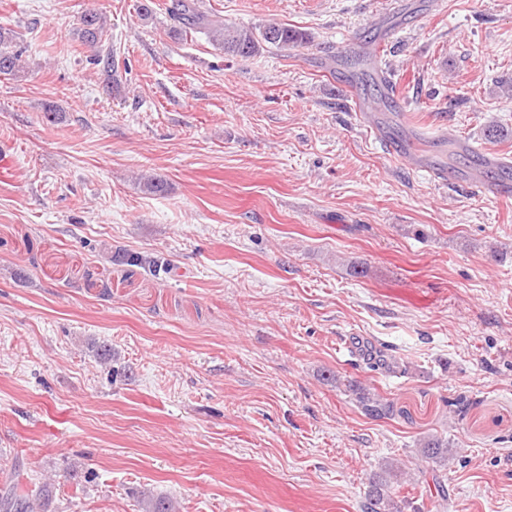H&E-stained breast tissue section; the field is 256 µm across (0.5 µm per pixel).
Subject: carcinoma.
I'll list each match as a JSON object with an SVG mask.
<instances>
[{
    "instance_id": "1",
    "label": "carcinoma",
    "mask_w": 512,
    "mask_h": 512,
    "mask_svg": "<svg viewBox=\"0 0 512 512\" xmlns=\"http://www.w3.org/2000/svg\"><path fill=\"white\" fill-rule=\"evenodd\" d=\"M168 14L175 22L172 30L175 37L199 30L231 57H253L269 46L284 48L309 41L307 33L286 25L269 24L257 29L214 20L198 9L195 0H171ZM104 30L103 14L93 10L81 16L78 36L82 43L97 45ZM22 54L23 51L16 48L14 31L0 26V75H16L21 69ZM360 402L365 414L372 418H384L391 412V403L366 393L360 395ZM418 453L426 460L446 465L452 456V447L448 438L428 435L419 440ZM396 479L397 469L390 465L369 480L365 492L366 512H402L401 505L391 495V483ZM9 487V493L0 497V512H31L35 501H40V506L44 507L52 496L48 483L26 494L18 493L15 482L9 483ZM142 504L144 512H175L172 499L164 496L147 495Z\"/></svg>"
}]
</instances>
